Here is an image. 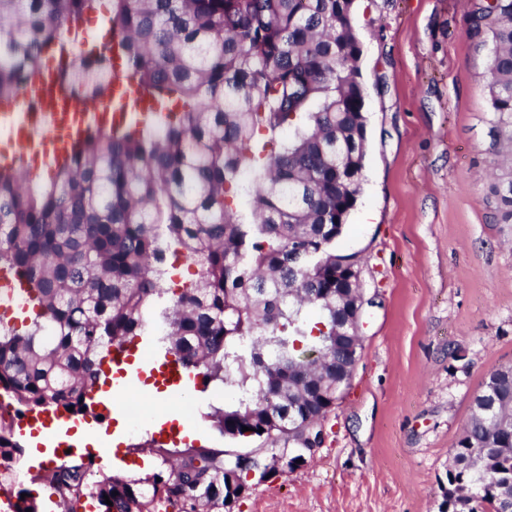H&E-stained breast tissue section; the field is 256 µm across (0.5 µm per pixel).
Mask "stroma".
I'll return each mask as SVG.
<instances>
[{
    "label": "stroma",
    "mask_w": 512,
    "mask_h": 512,
    "mask_svg": "<svg viewBox=\"0 0 512 512\" xmlns=\"http://www.w3.org/2000/svg\"><path fill=\"white\" fill-rule=\"evenodd\" d=\"M473 3L355 2L368 140L336 251L361 260L362 349L314 458L232 512H441L473 399L512 364V223L497 222L491 192L512 174V130L494 142ZM171 399L191 405L195 446L225 447L207 418L223 392Z\"/></svg>",
    "instance_id": "stroma-1"
}]
</instances>
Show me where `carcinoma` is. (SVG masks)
I'll return each mask as SVG.
<instances>
[{
	"instance_id": "carcinoma-1",
	"label": "carcinoma",
	"mask_w": 512,
	"mask_h": 512,
	"mask_svg": "<svg viewBox=\"0 0 512 512\" xmlns=\"http://www.w3.org/2000/svg\"><path fill=\"white\" fill-rule=\"evenodd\" d=\"M95 2L0 0V101L19 96ZM354 12L355 0H112L115 46L69 57L63 83L95 102L112 91L119 50L171 116L143 132H96L44 183L0 171V269L29 284L37 307L22 331L0 321V390L16 403L10 421L0 417V490L16 492L14 512H39L32 491L14 490L23 455L15 420L49 408L87 413L103 352L153 324L202 389L234 391L208 413L225 438L276 435L254 449L251 466L319 435L339 400L329 286L336 267L356 258L336 253V225L360 194L366 155ZM470 15L476 47L492 44V111L512 120V0H481ZM284 130L288 138L276 137ZM264 131L245 218L228 198ZM495 196L500 221L511 223L512 177ZM300 248L316 262L296 266ZM177 253L195 270L165 288ZM491 401L508 424L485 448V425L470 415L442 487L451 512H501L499 474H512V365L491 371L475 396L480 407ZM155 452L176 456L168 472L94 481L93 459L77 455L31 481L49 482L64 512L88 497L103 512H224V471L243 468L231 449ZM462 482L469 499L457 497Z\"/></svg>"
}]
</instances>
